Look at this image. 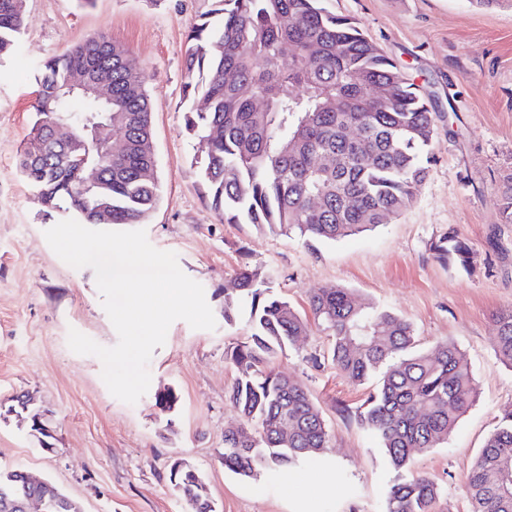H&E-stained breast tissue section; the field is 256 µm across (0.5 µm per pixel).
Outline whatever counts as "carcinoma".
<instances>
[{
  "instance_id": "cac0c4a2",
  "label": "carcinoma",
  "mask_w": 512,
  "mask_h": 512,
  "mask_svg": "<svg viewBox=\"0 0 512 512\" xmlns=\"http://www.w3.org/2000/svg\"><path fill=\"white\" fill-rule=\"evenodd\" d=\"M187 35L183 99L186 132L206 145L200 177L220 221L258 224L303 238L334 241L397 216L416 199L433 155L434 102L361 31L358 22L325 0H208ZM25 0H0V56L19 38ZM99 69L112 72V104L69 95L67 86ZM27 142L17 167L37 201L67 204L82 224H145L160 200L147 78L120 44L100 35L41 65ZM264 102L259 109L256 101ZM112 109L116 149L101 152L85 131L89 119ZM70 123L86 144L87 165L102 170L84 180L64 150L47 143L48 129ZM355 128L361 139L348 138ZM501 214L512 224V176L500 186ZM441 263L464 271L474 253L454 231L430 244ZM235 291L250 300L247 341L229 355L238 376L229 403L243 426L224 433V468L242 478L259 469L290 470L327 447L325 421L300 382L265 369L279 351L304 336L307 322L270 294V275L247 269ZM331 332V358L351 383L382 375L360 419L379 440L388 464L405 477L393 484L387 512H432L439 495L430 478L410 473L416 452L447 442L478 388L460 349L446 340L416 349L412 325L363 302L345 288L320 289L309 299ZM496 352L512 368V308L496 316ZM24 396L0 403V415L29 419ZM292 433L279 438L283 420ZM170 482L193 512H206L207 484L198 469L170 468ZM472 512H512V410L487 438L466 478ZM36 497L40 512H75L52 482L25 483L23 471L0 470V512H24Z\"/></svg>"
}]
</instances>
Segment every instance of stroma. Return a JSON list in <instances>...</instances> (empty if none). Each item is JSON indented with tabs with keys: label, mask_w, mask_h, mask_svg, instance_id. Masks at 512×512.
<instances>
[{
	"label": "stroma",
	"mask_w": 512,
	"mask_h": 512,
	"mask_svg": "<svg viewBox=\"0 0 512 512\" xmlns=\"http://www.w3.org/2000/svg\"><path fill=\"white\" fill-rule=\"evenodd\" d=\"M204 0H26L25 27L0 59V402L33 397L53 438L43 451L16 419H0V469L53 482L83 512H187L169 482L180 458L206 478L217 512H386L396 478L362 425L369 385L332 365L331 338L309 316L321 288H346L409 320L419 347L454 340L479 397L446 444L415 454L412 473L440 494L433 512H471L466 477L505 410L512 368L495 351L497 312L512 307V224L502 223L499 187L512 175V0H325L434 98V162L415 203L389 223L323 241L221 222L201 186L202 151L184 130L187 34ZM124 45L148 76L161 199L144 229L176 253L199 282L214 330L175 321L149 363L150 389L133 405L111 395L96 356L67 345L77 329L111 347L118 335L95 273L64 263L44 233L68 219L46 212L17 169L38 99L36 67L96 34ZM455 229L475 255L472 271L437 261L435 239ZM272 273V292L309 318L306 336L268 369L303 383L322 412L328 446L317 462L250 479L224 469L226 429L241 425L226 395L237 372L226 353L248 335L246 318L224 321V291L243 268ZM178 401L161 411L155 392Z\"/></svg>",
	"instance_id": "obj_1"
}]
</instances>
